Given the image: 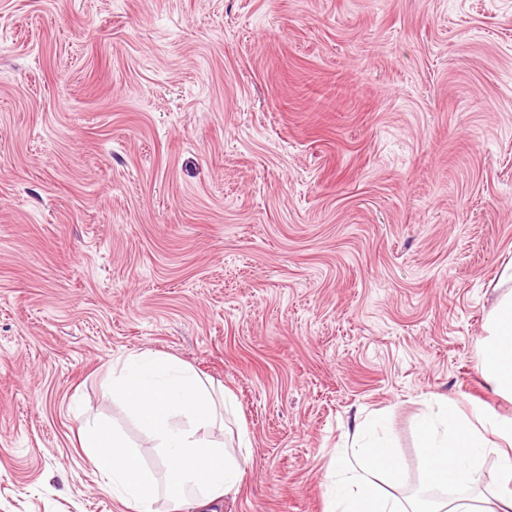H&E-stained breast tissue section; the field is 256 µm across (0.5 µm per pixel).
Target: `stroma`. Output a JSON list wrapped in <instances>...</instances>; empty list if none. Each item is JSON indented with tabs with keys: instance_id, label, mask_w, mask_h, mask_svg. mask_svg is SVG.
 I'll return each mask as SVG.
<instances>
[{
	"instance_id": "obj_1",
	"label": "stroma",
	"mask_w": 512,
	"mask_h": 512,
	"mask_svg": "<svg viewBox=\"0 0 512 512\" xmlns=\"http://www.w3.org/2000/svg\"><path fill=\"white\" fill-rule=\"evenodd\" d=\"M511 263L512 0H0V512H123L146 350L237 398L213 512H325L375 415L413 494L436 398L512 418ZM490 339L481 344L479 367L499 391L512 395V291L489 315Z\"/></svg>"
}]
</instances>
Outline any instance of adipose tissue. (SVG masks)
Returning <instances> with one entry per match:
<instances>
[{
	"instance_id": "adipose-tissue-1",
	"label": "adipose tissue",
	"mask_w": 512,
	"mask_h": 512,
	"mask_svg": "<svg viewBox=\"0 0 512 512\" xmlns=\"http://www.w3.org/2000/svg\"><path fill=\"white\" fill-rule=\"evenodd\" d=\"M490 339L481 344L479 367L502 393L512 395V293L489 315ZM112 391L125 403L148 444L129 443L110 426L88 425L81 443L88 464L126 512H200L237 492L252 464L246 430L230 439L211 432L218 411H233L230 394L214 398L191 368L146 351L112 370ZM420 430L424 471L440 497L407 499L396 494L399 459L373 427L357 424L351 456L336 459L326 512H512V419L488 417L483 409L465 413L443 401L424 417ZM162 459L163 477L143 465L146 450ZM494 458L493 487L483 490L487 458Z\"/></svg>"
}]
</instances>
